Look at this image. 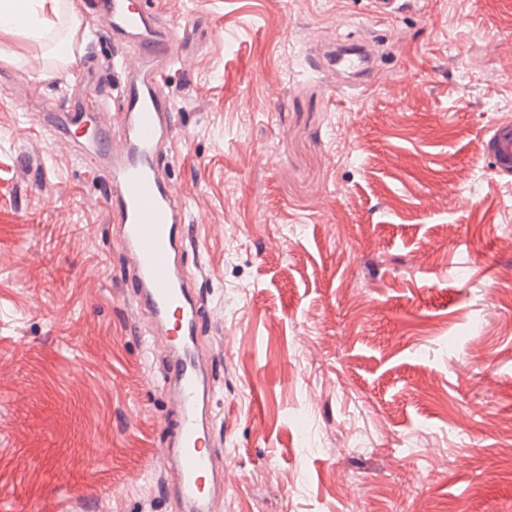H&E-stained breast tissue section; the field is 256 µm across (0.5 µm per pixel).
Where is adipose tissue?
Instances as JSON below:
<instances>
[{"mask_svg": "<svg viewBox=\"0 0 512 512\" xmlns=\"http://www.w3.org/2000/svg\"><path fill=\"white\" fill-rule=\"evenodd\" d=\"M62 0H0V37L39 38L61 18Z\"/></svg>", "mask_w": 512, "mask_h": 512, "instance_id": "ef3b65f1", "label": "adipose tissue"}]
</instances>
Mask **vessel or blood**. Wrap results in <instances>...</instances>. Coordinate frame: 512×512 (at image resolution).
<instances>
[{"label": "vessel or blood", "mask_w": 512, "mask_h": 512, "mask_svg": "<svg viewBox=\"0 0 512 512\" xmlns=\"http://www.w3.org/2000/svg\"><path fill=\"white\" fill-rule=\"evenodd\" d=\"M96 8L116 49L112 90L100 93L94 111L73 101L47 115L45 123L58 137L74 141L78 156L98 160L109 172V218L129 298L171 350L156 381L176 413L170 429L174 442L161 454L163 470L176 474L179 500L188 512H209L220 451L206 413L212 387L198 342L204 292L189 273L195 241L186 207L167 174L175 155L177 114L162 89L165 72L181 63L182 37L146 0H96ZM313 62L330 73H356L363 88L378 74L362 46L319 54Z\"/></svg>", "instance_id": "1"}]
</instances>
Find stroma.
I'll return each mask as SVG.
<instances>
[{
    "mask_svg": "<svg viewBox=\"0 0 512 512\" xmlns=\"http://www.w3.org/2000/svg\"><path fill=\"white\" fill-rule=\"evenodd\" d=\"M73 37L0 42V512H170L168 408L94 160L37 126L111 87ZM191 31L164 90L218 357L212 512H512V0H150ZM366 38L384 74L313 50ZM52 69L49 81L37 71ZM314 64L322 70L332 74L340 69L350 70L358 75L356 85L366 88L375 80L378 70L370 66L367 49L356 46L336 54V50L329 54L312 55ZM488 151L495 168L502 175L512 176V124L499 127L488 142Z\"/></svg>",
    "mask_w": 512,
    "mask_h": 512,
    "instance_id": "obj_1",
    "label": "stroma"
}]
</instances>
